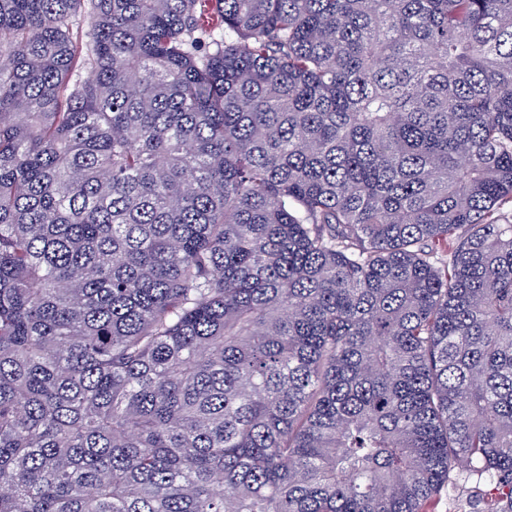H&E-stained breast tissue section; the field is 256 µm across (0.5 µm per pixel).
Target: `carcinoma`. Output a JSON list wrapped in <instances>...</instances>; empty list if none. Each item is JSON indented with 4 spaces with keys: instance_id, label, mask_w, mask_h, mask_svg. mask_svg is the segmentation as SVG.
Segmentation results:
<instances>
[{
    "instance_id": "carcinoma-1",
    "label": "carcinoma",
    "mask_w": 512,
    "mask_h": 512,
    "mask_svg": "<svg viewBox=\"0 0 512 512\" xmlns=\"http://www.w3.org/2000/svg\"><path fill=\"white\" fill-rule=\"evenodd\" d=\"M459 467L512 512V0H0V512Z\"/></svg>"
}]
</instances>
